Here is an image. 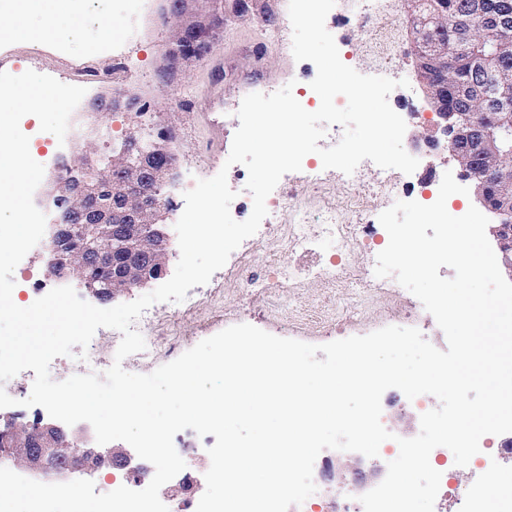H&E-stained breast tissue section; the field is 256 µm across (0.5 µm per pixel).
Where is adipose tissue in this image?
Returning a JSON list of instances; mask_svg holds the SVG:
<instances>
[{"instance_id": "obj_1", "label": "adipose tissue", "mask_w": 512, "mask_h": 512, "mask_svg": "<svg viewBox=\"0 0 512 512\" xmlns=\"http://www.w3.org/2000/svg\"><path fill=\"white\" fill-rule=\"evenodd\" d=\"M83 3L84 0H15L13 12L0 17V41L11 43L26 40L48 47H60L66 35L54 22L56 13L71 11L73 6ZM30 12H39L46 17L44 27L30 29L22 24V16Z\"/></svg>"}]
</instances>
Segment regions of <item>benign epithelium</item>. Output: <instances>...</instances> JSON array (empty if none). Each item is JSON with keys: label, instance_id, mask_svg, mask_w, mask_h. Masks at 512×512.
<instances>
[{"label": "benign epithelium", "instance_id": "7a95c632", "mask_svg": "<svg viewBox=\"0 0 512 512\" xmlns=\"http://www.w3.org/2000/svg\"><path fill=\"white\" fill-rule=\"evenodd\" d=\"M190 2L174 0L171 38L177 60L206 57L213 48V30L224 20V14L216 12L184 20ZM405 12L418 44L420 82L450 156L472 180L483 204L499 217L490 232L500 271L512 281V78L503 68L512 62V41L496 40L484 50L468 52L466 67L474 75L470 80L448 69L456 47L477 37L474 18L482 19L485 31L506 28L512 19L489 11L485 0H469L468 8L455 14L450 42L442 34L446 16L434 0H405ZM174 177L168 139L144 143L131 134L104 157L97 156L92 142H87L85 154L67 168L66 176L55 180L54 200L62 214L51 239L55 254L51 274L82 279L102 303L160 278L169 260L170 239L159 190ZM0 453L35 476L92 474L113 465L138 481L147 470L145 462L124 448L103 452L92 446L82 425L73 432L42 419L31 425L7 422L0 431ZM381 473L380 466L368 467L357 458L329 478L360 490Z\"/></svg>", "mask_w": 512, "mask_h": 512}]
</instances>
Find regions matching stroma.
<instances>
[{
  "instance_id": "1",
  "label": "stroma",
  "mask_w": 512,
  "mask_h": 512,
  "mask_svg": "<svg viewBox=\"0 0 512 512\" xmlns=\"http://www.w3.org/2000/svg\"><path fill=\"white\" fill-rule=\"evenodd\" d=\"M289 0H253L249 16L241 17L232 8L224 10V27L215 35L211 53L173 70L168 53L171 21L168 0H115L109 13L117 35L106 52L91 54L100 39L96 25L81 22L79 14L67 13L62 23H80L79 39L57 49L39 47L30 55L27 44L0 43V72L13 75L37 68L65 84H77L78 74L89 68L106 71L119 69L125 94L137 100L134 111L124 109L97 113L93 104L114 95L111 84H91L72 114V127L65 141L56 137L42 141L38 151L44 177L34 193L35 205L50 223H57L52 180L63 174L67 163L76 158L87 138H94L99 153H109L120 144L139 121H152L153 136L174 135L173 149L178 157L176 179L163 193L167 202L166 222L175 226L183 213L186 188L196 180L226 171L229 187L236 197L230 205L235 220L247 219L253 208L246 189L248 172L244 165H227L224 153L211 149V124L216 116L224 118V140L232 142L240 125L236 112L242 99L251 93H273L292 85L294 94L309 96L310 110L320 106L311 97L310 84L317 74L314 63L295 60L292 54V26ZM325 25L333 35L342 62L361 74L385 76L399 83L388 97L391 108L407 125L403 146L418 158L412 174L397 173L392 192L381 191L379 168L371 161L360 164L362 177L345 182L338 170H330L328 181L313 188L297 181L295 173L285 174L279 185L288 193L284 206L271 216L274 224H287L294 209L309 212L322 220L327 209L348 211L356 203H367L370 213L367 229L374 240L349 253L342 260L351 270H374L376 257L388 243V234L379 221L382 211L398 201H415L430 196L438 188L445 171L455 170L447 149L414 147L413 137L437 134V117L417 77L413 37L407 25L404 0H382V7L365 24L354 19V0H337L326 17ZM47 242H39L19 263L15 272V296L29 302L33 290L46 293L58 287V280L47 274ZM250 324L278 337L321 345L350 336L365 335L386 326L414 327L437 349L447 347V340L434 317L422 303L401 285L377 288L372 283L355 284L339 278L333 284L311 280L299 287L284 286L270 297H252L241 289L224 285L223 272H215L207 290L201 291L196 304L188 308L174 302H160L149 309L146 336L153 346L150 356H128L122 366L132 373L148 374L169 363L200 341L236 324ZM95 346L87 358L60 356L50 364L53 380L62 381L75 374L104 372L113 363L112 331L101 328L94 335ZM33 370H25L1 385L15 399L6 410L17 422L30 423L47 418L40 406L25 407L34 381ZM382 416L392 433L415 437L420 431L421 412L413 401L397 389L385 391L381 399ZM215 436H198L187 429L176 434L174 445L186 463L185 471L197 482L189 497L190 512H195L205 491L204 475L210 467L208 447ZM501 435H486L481 447L495 462L494 469L482 466H453L448 470L449 487L440 488L434 512H462L463 491L489 484L493 474L512 471V453L504 448ZM347 453L323 450L317 457L313 479L321 494L312 512H336L337 507L353 508L357 493L325 479L326 471L335 470L346 461Z\"/></svg>"
}]
</instances>
